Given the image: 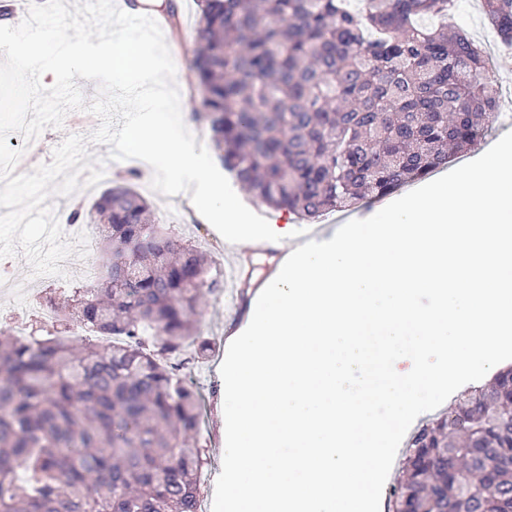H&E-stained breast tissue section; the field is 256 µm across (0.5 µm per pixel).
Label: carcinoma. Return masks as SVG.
<instances>
[{"mask_svg": "<svg viewBox=\"0 0 512 512\" xmlns=\"http://www.w3.org/2000/svg\"><path fill=\"white\" fill-rule=\"evenodd\" d=\"M194 113L259 202L314 222L425 178L499 110L455 0H196ZM512 43V0H482ZM88 214L112 260L42 336L0 324V512H200V396L168 365L220 286L124 178ZM105 341L79 344L70 323ZM512 392L500 378L412 437L394 512H512Z\"/></svg>", "mask_w": 512, "mask_h": 512, "instance_id": "1", "label": "carcinoma"}]
</instances>
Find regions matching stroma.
Returning a JSON list of instances; mask_svg holds the SVG:
<instances>
[{
	"label": "stroma",
	"instance_id": "stroma-1",
	"mask_svg": "<svg viewBox=\"0 0 512 512\" xmlns=\"http://www.w3.org/2000/svg\"><path fill=\"white\" fill-rule=\"evenodd\" d=\"M181 13L180 35L165 34L164 39L177 67V86L181 96V113L187 128L192 134L202 139H210L208 126L194 120L193 114L201 107V94L190 86L191 75L189 62L194 55L195 23L197 19L196 0H177ZM99 120L92 114L72 111L67 114L61 127H49L44 131L40 149L26 150L19 161L24 169H35L40 165L51 163L55 147L67 136L80 135L87 137V148L95 157L105 159L106 179L100 182V189H107L113 180L134 172L136 160L120 162L108 160V145L91 142L90 136L98 127ZM135 188H142V177L133 180ZM150 203L156 220L161 224H170L183 232L199 250L205 253L212 262L214 269L220 274L222 282H229L231 272L237 263L236 249L212 227L203 223L194 209L187 204L185 195L165 196L149 191L145 194ZM107 256L101 247H94L91 257L71 255L64 260L63 275L50 278L35 277L23 256H16L8 265L5 273L0 274V322L12 319L34 321L40 304L49 298L63 296L68 289L78 286L83 281V272L87 264L102 266ZM235 302H219L217 292L207 294V302L202 307L197 326L199 336L210 345L207 358L202 360L188 359L180 355L174 360L178 376L189 383L206 400L207 411L201 427L200 437L205 442L210 456V464L201 483V512H212L216 479L222 470L224 455V438L220 433L223 409V380L220 367L225 358V336L229 323L247 313L252 298L251 289L238 287L235 290Z\"/></svg>",
	"mask_w": 512,
	"mask_h": 512
}]
</instances>
